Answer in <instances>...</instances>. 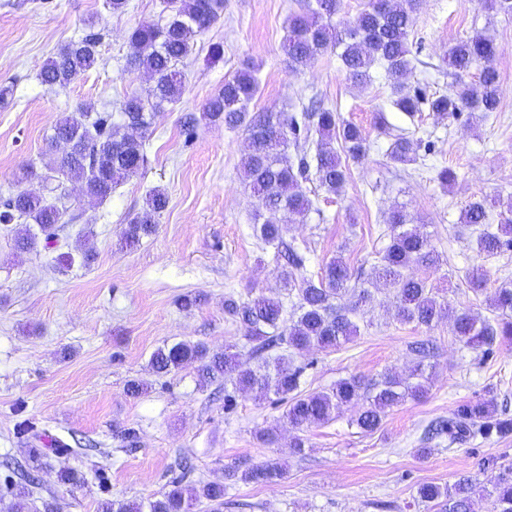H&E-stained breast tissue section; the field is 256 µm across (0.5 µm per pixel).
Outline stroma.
<instances>
[{
  "mask_svg": "<svg viewBox=\"0 0 512 512\" xmlns=\"http://www.w3.org/2000/svg\"><path fill=\"white\" fill-rule=\"evenodd\" d=\"M306 0H224L221 19L199 35L185 60L180 100L155 114L147 162L137 177L99 201L64 184L59 192L74 223L61 225L54 248L17 251L13 234L0 225V479L6 462L29 464L33 449L48 436L81 440L65 460L45 453L30 485L31 503L58 498L62 512H99L101 500L148 502L168 490L175 477L185 484L225 482L223 512H432L418 489L469 478L493 489L512 463V437L449 443L424 441L430 421L450 416L458 404L483 398L512 418V344H497L488 359L459 344L448 320L433 328L403 324L394 317L392 296L376 290L360 333L340 347L301 354L307 370L303 393L330 389L352 376L364 380L389 372L406 375L414 342L432 339L435 351L429 391L389 410L380 430L365 435L353 425L355 408L304 433L303 455H292L295 432L282 423V406L272 397L235 391L232 382L202 387L189 364L160 376L152 353L180 341L213 351L233 348L249 357L252 347L241 325L224 312V299L257 294L291 304L272 248L254 230L255 200L240 174L247 149L242 131L200 122L192 143L180 134L186 117H200L206 100L243 64L256 65L260 90L254 112H296L302 100L321 98L340 116L359 125L372 148L351 163L340 194L317 181L304 182L315 212L286 216V240L307 249V274L343 257L356 286L372 285L370 263L389 242L385 217L403 208L440 255L438 266L421 269L431 287L457 309L489 314L486 299L512 281V254L480 256L471 227L460 220L470 200L512 201V16L484 9L480 0H422L411 47V88L426 94L456 88L442 58L456 40L483 32L501 49L500 105L487 119L440 120L424 111L408 118L389 102L381 68L361 90L346 79L329 52L293 71L282 46L288 19ZM165 0H129L125 13H112L106 0H0V82L13 85L0 107V201L22 188L28 165H42L58 120L83 104L118 112L124 97L145 92L143 71L128 66L127 36L142 23H163ZM90 31L100 33L99 61L67 88L38 79L47 58L61 45ZM222 43L213 58L210 46ZM385 115L380 128L377 115ZM431 144L417 164L402 167L383 156L395 131ZM455 170L451 185L441 168ZM165 189L168 205L152 234L126 247L122 233L141 212L149 193ZM92 252L89 266H65L61 254ZM482 266L481 293L469 273ZM202 303L186 311L187 295ZM145 384L131 396L129 381ZM234 392L225 408V392ZM277 429L276 444H263L260 430ZM267 462L285 467L272 483L228 482L225 469ZM76 470L83 484L70 487L62 467Z\"/></svg>",
  "mask_w": 512,
  "mask_h": 512,
  "instance_id": "stroma-1",
  "label": "stroma"
}]
</instances>
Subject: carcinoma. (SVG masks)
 <instances>
[{
	"label": "carcinoma",
	"instance_id": "1",
	"mask_svg": "<svg viewBox=\"0 0 512 512\" xmlns=\"http://www.w3.org/2000/svg\"><path fill=\"white\" fill-rule=\"evenodd\" d=\"M421 0H369L354 21L338 28L332 18L341 11L343 0H312L307 9L291 18L285 51L291 68L298 70L328 51L337 54L348 80L357 87L372 82L371 69H384L389 81L392 104L413 118L428 110L443 119H456L463 113H482L486 118L498 111L499 73L494 65L498 47L488 36L476 33L457 41L448 49L446 63L455 75L478 69L477 81L463 84L451 94L410 93L411 72L409 37ZM170 15L162 25L141 24L128 33L132 49L130 65L143 70L150 86L143 94L133 93L122 104V121H112L110 112H94L87 105L63 116L49 143L58 137L71 143L70 151L49 159L43 181H66L79 185L83 193L97 200L111 197L121 183L136 176L146 163L145 142L154 114L177 102L183 92L184 75L178 65L193 50L195 38L212 27L224 12V0H168ZM101 36L89 32L63 46L40 71L41 83L65 88L92 69L98 60ZM259 91L255 67L246 64L224 80V85L204 105L201 119L222 123L228 129H243L251 139L241 158L243 181L256 198V233L264 245L274 249L281 263V276L288 294L297 302L284 317L283 302L258 295L239 302L224 300V313L244 327L254 342L251 354H267L263 366L254 367L237 353L211 351L201 343L178 342L157 349L150 363L159 375H166L190 362H198V381L208 385L234 376L238 390L273 393L286 404L282 420L295 429L326 424L343 408L362 402L353 423L366 433L376 432L388 410L407 399L427 394L432 365L424 362L425 344L416 351V361L404 377L390 373L371 383L346 378L325 392L298 393L306 366L297 365L294 356L312 347L336 348L360 334L359 322L373 301L367 288L350 286L352 273L338 256L322 268L317 277L296 278L306 266L303 249L285 241V213L302 215L313 207L302 183L314 178L325 191L340 192L350 175L349 162H357L370 145L362 130L344 120L312 96L298 112H252L250 104ZM341 143L342 151L332 147ZM419 144L403 134L395 136L385 151L394 164L417 162ZM168 197L153 190L143 212L136 214L124 230L128 244H136L152 232L155 217L167 206ZM23 223L14 231L15 247L21 251L37 247L30 225H38L45 245L56 240L57 225L70 224L76 216L45 195L19 191L3 202L0 224ZM488 201L469 202L462 212L464 223L474 228L477 252L485 257L512 251V202L507 216L498 224L488 223ZM389 243L376 256L375 280L392 292L395 317L402 324L431 327L443 317L452 322L456 341L482 356L494 353L497 341H512V283L494 290L487 303L492 316L481 319L467 310H456L439 299L426 279L410 272L412 267H435L440 255L428 234L412 223L409 215L394 207L385 218ZM431 434H446L449 442L460 439H488L512 434V419L493 415L491 404L476 400L457 406L451 416L436 422ZM283 475V467L262 464L228 478L244 482L270 481ZM222 483L207 482L191 489L182 479L171 482L162 497L147 504L114 502L105 499L100 512H191L194 501L204 498L219 512L224 507ZM477 484L469 478L453 485L425 484L419 489L424 503L448 508V512H472ZM10 497L8 512H31L29 492L5 481L0 499ZM491 498V512H512V479L500 481Z\"/></svg>",
	"mask_w": 512,
	"mask_h": 512
}]
</instances>
